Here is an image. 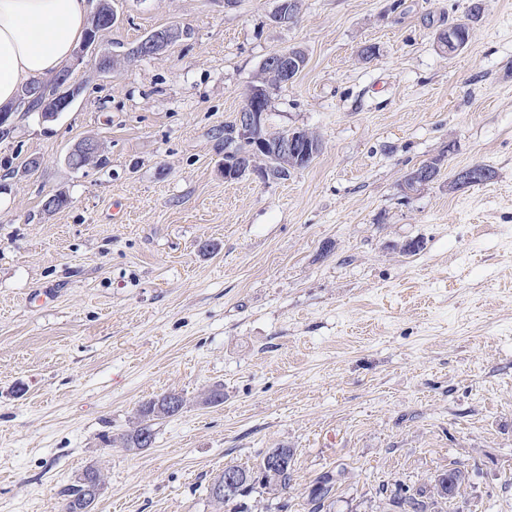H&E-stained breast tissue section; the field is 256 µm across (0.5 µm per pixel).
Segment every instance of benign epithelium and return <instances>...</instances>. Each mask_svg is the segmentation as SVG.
I'll return each instance as SVG.
<instances>
[{
  "instance_id": "7a95c632",
  "label": "benign epithelium",
  "mask_w": 512,
  "mask_h": 512,
  "mask_svg": "<svg viewBox=\"0 0 512 512\" xmlns=\"http://www.w3.org/2000/svg\"><path fill=\"white\" fill-rule=\"evenodd\" d=\"M117 20V14L112 7V0H97L91 18V37L85 39L74 53L73 66L84 63L88 50L96 47L103 30ZM183 36V30L178 26H168L157 29L146 36L132 50L135 57H146L160 53ZM267 64L278 72L283 82L292 81L301 70V60L291 51L276 53L267 58ZM69 73H64L56 79L57 90L47 95L41 89H31L28 94L40 100L42 119L54 120L62 112L68 111L80 94V87L68 83ZM267 91L263 86L251 89L243 109L239 112L235 127L227 136L225 150L224 179L235 180L249 168L253 167L250 157L237 154L231 149L238 141L251 147L255 154H266L270 157L287 155L292 166L302 168L310 164L319 152V143L312 140L308 131L293 129L279 141H272L266 132L268 109L266 105ZM101 152L100 143L88 138L80 141L70 151L68 157L82 155L88 159Z\"/></svg>"
}]
</instances>
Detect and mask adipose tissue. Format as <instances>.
I'll use <instances>...</instances> for the list:
<instances>
[{"label":"adipose tissue","mask_w":512,"mask_h":512,"mask_svg":"<svg viewBox=\"0 0 512 512\" xmlns=\"http://www.w3.org/2000/svg\"><path fill=\"white\" fill-rule=\"evenodd\" d=\"M87 14V0H0V105L70 61Z\"/></svg>","instance_id":"adipose-tissue-1"}]
</instances>
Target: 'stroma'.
Segmentation results:
<instances>
[{
	"label": "stroma",
	"instance_id": "1",
	"mask_svg": "<svg viewBox=\"0 0 512 512\" xmlns=\"http://www.w3.org/2000/svg\"><path fill=\"white\" fill-rule=\"evenodd\" d=\"M118 0L115 54L186 32L104 77L94 53L55 120L0 138V512H225L229 466L293 451L288 493L250 512H512V0ZM468 22L448 53L441 36ZM376 48L373 58L362 47ZM306 56L267 129L318 155L287 178H224V129L270 55ZM97 139L105 166L71 167ZM428 185L406 193L420 164ZM481 164L486 183L459 190ZM62 192L68 206L43 202ZM420 249L402 253L403 244ZM221 387L224 401L205 404ZM167 392L153 443L120 439ZM460 469L455 498L436 475ZM183 33L184 31L179 26H168L157 29L133 48V58L146 57L160 53L179 41Z\"/></svg>",
	"mask_w": 512,
	"mask_h": 512
}]
</instances>
